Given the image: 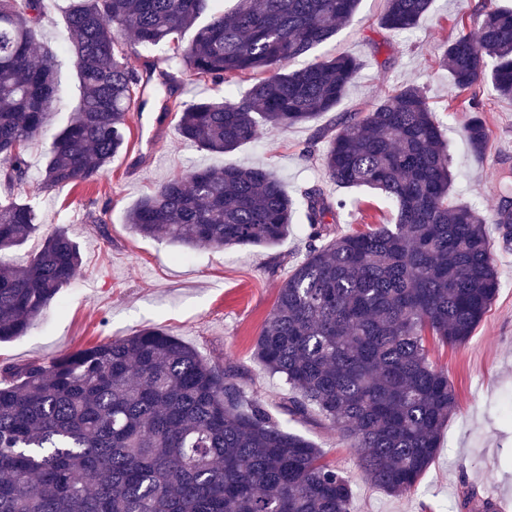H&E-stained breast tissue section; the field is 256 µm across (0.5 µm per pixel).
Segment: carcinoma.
<instances>
[{"label":"carcinoma","instance_id":"cac0c4a2","mask_svg":"<svg viewBox=\"0 0 512 512\" xmlns=\"http://www.w3.org/2000/svg\"><path fill=\"white\" fill-rule=\"evenodd\" d=\"M431 0H387L381 26L414 28ZM359 0H70L68 39L82 95L52 137L42 185L87 180L127 139L151 72L130 70L120 42L156 54L168 69L218 84L252 80L243 94L176 106L184 140L224 154L337 111L359 69L350 56L291 61L330 39ZM52 0H0V252L40 226L36 208L14 197L28 174V148L56 95V51L35 60L36 28ZM473 40L448 42L439 67L452 87L491 83L512 98V8H485ZM191 33L188 42L182 35ZM279 72L267 75L271 67ZM477 115L465 130L479 153ZM322 164L345 187L379 191L396 223L333 235L344 208L322 188L300 199L262 168L223 167L177 175L126 215L137 234L188 249L269 247L302 206L305 258L279 290L254 357L288 385V412L315 411L360 449L366 481L411 490L440 448L456 409L448 376L429 360V331L450 345L472 335L498 292L484 224L451 196L448 145L423 89L405 84L366 114L342 112L317 130ZM498 224L512 223V172L499 190ZM70 230L50 234L20 272L0 268V342L25 335L80 271ZM348 478L322 453L246 402L231 370L179 338L142 329L79 349L46 365L0 368V512H350Z\"/></svg>","mask_w":512,"mask_h":512}]
</instances>
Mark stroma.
Listing matches in <instances>:
<instances>
[{
    "label": "stroma",
    "mask_w": 512,
    "mask_h": 512,
    "mask_svg": "<svg viewBox=\"0 0 512 512\" xmlns=\"http://www.w3.org/2000/svg\"><path fill=\"white\" fill-rule=\"evenodd\" d=\"M483 0H433L418 26L404 33L380 28L387 0H361L353 18L336 35L295 61L349 55L361 63L339 109L368 113L376 98L404 83L422 86L448 144L453 173L452 197L489 219L486 230L500 286L488 313L469 340L448 346L428 337L429 358L444 370L457 397V408L441 431V446L416 486L395 495L365 480L358 456L319 417L289 414L287 386L253 356L259 337L292 266L308 250V221L296 209L287 236L274 247H199L184 250L134 234L127 212L143 194L183 171L221 166L262 167L292 195L317 185L341 198L337 232L364 231L396 221L383 195L365 187H341L325 174L320 157L325 143L315 142L318 128L333 114L264 136L224 154H211L184 142L177 132L173 103L222 97L220 84L188 83L168 93L153 83L142 112L128 115L127 149L97 177L45 190L44 157L53 134L71 119L81 90L74 56L58 68L51 120L28 150L29 173L18 197L30 201L40 217L36 236L0 254V262L24 267L58 226L71 229L80 245L83 267L77 279L34 323L30 331L0 343V366L51 362L78 349L108 343L154 328L194 347L208 361L232 367L236 383L289 431L320 448L325 463L351 482V512H464L466 492L480 499L512 501V243L504 244L496 224L497 178L512 169V99L491 85L479 94L451 89L448 73L437 65L444 45L459 34L476 35ZM479 98L488 139L473 152L465 138Z\"/></svg>",
    "instance_id": "35a3bbf8"
}]
</instances>
